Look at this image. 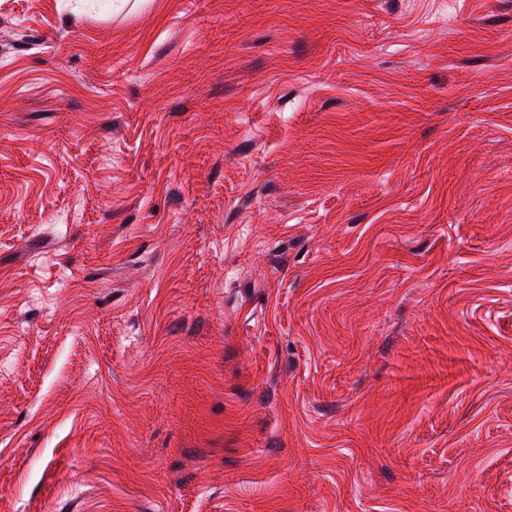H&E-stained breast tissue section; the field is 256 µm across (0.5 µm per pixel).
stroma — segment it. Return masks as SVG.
<instances>
[{"mask_svg": "<svg viewBox=\"0 0 512 512\" xmlns=\"http://www.w3.org/2000/svg\"><path fill=\"white\" fill-rule=\"evenodd\" d=\"M0 512H512V0H0Z\"/></svg>", "mask_w": 512, "mask_h": 512, "instance_id": "35a3bbf8", "label": "stroma"}]
</instances>
